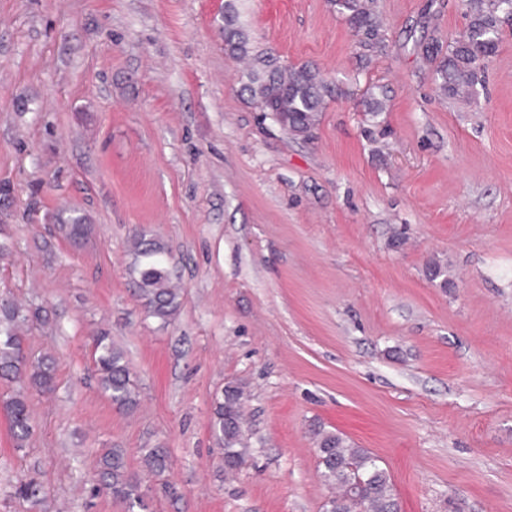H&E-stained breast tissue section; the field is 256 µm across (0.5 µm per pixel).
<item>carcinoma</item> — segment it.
I'll return each mask as SVG.
<instances>
[{
    "mask_svg": "<svg viewBox=\"0 0 512 512\" xmlns=\"http://www.w3.org/2000/svg\"><path fill=\"white\" fill-rule=\"evenodd\" d=\"M334 2L363 49L373 52L383 47L375 0ZM467 18L466 30L448 38V54L436 70L440 89L450 98H469L483 87V63L497 51L503 19H512V0H467ZM224 43L231 56L251 58L249 83L244 90L260 111L272 113L289 134L309 137L325 98L331 94L319 73L306 65L284 69L270 53L252 50L247 33L238 25L228 3L224 9ZM132 251V280L145 309L161 322H169L180 307V289L169 267L167 246L142 228L133 235ZM27 320L28 315L16 303L0 301V379L19 385L17 393L4 403L19 448L33 433L26 390L47 392L54 386V359L47 355L32 362L24 353L23 326ZM93 345L101 391L118 409L137 407L139 394L123 350L106 333L94 337ZM243 396L242 386H229L214 407L212 433L224 450L227 473L236 471L249 455L243 429ZM315 442L321 477L334 489L323 505L324 512H396L398 502L390 475L376 457L337 433H318ZM143 464L151 473L162 475L170 468L167 449H145ZM99 476L102 489L125 504L128 512L143 507L139 484L126 466L124 449L110 448L102 454Z\"/></svg>",
    "mask_w": 512,
    "mask_h": 512,
    "instance_id": "1",
    "label": "carcinoma"
}]
</instances>
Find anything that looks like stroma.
Wrapping results in <instances>:
<instances>
[{
    "instance_id": "1",
    "label": "stroma",
    "mask_w": 512,
    "mask_h": 512,
    "mask_svg": "<svg viewBox=\"0 0 512 512\" xmlns=\"http://www.w3.org/2000/svg\"><path fill=\"white\" fill-rule=\"evenodd\" d=\"M232 4L251 47L331 84L311 138L255 107L214 0H0V299L40 312L25 351L56 360L21 448L0 380V512H126L94 491L112 447L144 512H323L319 430L378 457L402 512H512V26L486 90L451 98L421 46L465 30L464 0H376L375 52L333 0ZM73 213L84 239L57 229ZM136 227L182 285L166 323L130 280ZM102 332L135 410L98 387ZM236 382L229 476L211 422ZM156 447L171 467L144 475ZM244 388L228 386L214 407L212 433L224 450V471H236L249 455V443L243 429Z\"/></svg>"
}]
</instances>
